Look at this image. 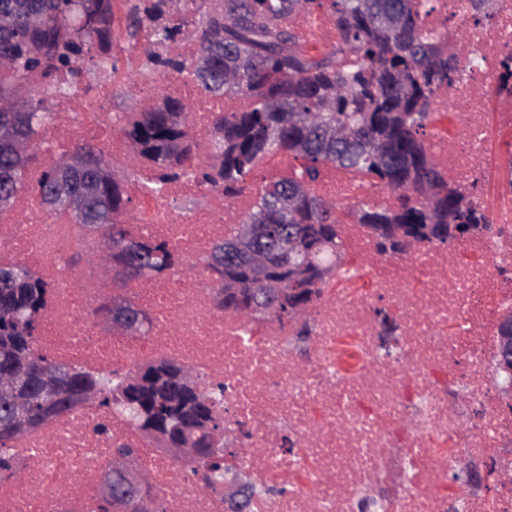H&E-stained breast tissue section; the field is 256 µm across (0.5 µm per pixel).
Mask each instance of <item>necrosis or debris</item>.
Wrapping results in <instances>:
<instances>
[{
    "mask_svg": "<svg viewBox=\"0 0 512 512\" xmlns=\"http://www.w3.org/2000/svg\"><path fill=\"white\" fill-rule=\"evenodd\" d=\"M427 27L448 35L466 64L452 85L437 89L448 126L429 151L451 183L486 201L497 193L482 160L512 158V85L500 62L512 57V0H493L489 19L471 0H432ZM112 82L90 91V106L55 105L63 118L44 140L61 155L91 140L112 156L130 146L118 117L107 112ZM178 179L157 196L133 181L131 234L167 242L198 271L113 287L95 269L75 273L70 257L96 252L101 239L81 225L51 217L38 197L23 194L0 212V264L18 263L46 286L38 350L57 361L130 373L169 359L200 380L224 385L225 435L236 436L237 466L272 485L251 512H448L449 474L467 461L500 455L512 469V417L500 409L493 375L497 322L512 314V234L473 235L444 248L419 245L406 255L378 253L373 236L343 227V248L369 267V284L326 288L309 317L307 354L293 331L270 320L244 323L219 309L216 282L202 262L230 236L252 205L250 194L226 201L209 192L188 213L177 199L200 192ZM332 201L392 205L395 196L355 171L327 167L317 184ZM130 300L145 311V335L114 330L103 302ZM399 322L391 354H382L377 303ZM293 450H285V435ZM135 448V465L151 480L156 512H224V496L201 498L188 467L123 417L90 402L17 437L21 481L0 482V512H97L105 463L119 445Z\"/></svg>",
    "mask_w": 512,
    "mask_h": 512,
    "instance_id": "1",
    "label": "necrosis or debris"
}]
</instances>
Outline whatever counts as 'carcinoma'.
I'll return each instance as SVG.
<instances>
[{
	"label": "carcinoma",
	"mask_w": 512,
	"mask_h": 512,
	"mask_svg": "<svg viewBox=\"0 0 512 512\" xmlns=\"http://www.w3.org/2000/svg\"><path fill=\"white\" fill-rule=\"evenodd\" d=\"M328 2L327 19L337 42L317 52L292 27V19ZM170 0L135 5L124 15V30L134 39L149 32L143 54L159 82L186 73L211 97L231 101L245 97L243 110L224 109L213 118L210 154L200 156L188 132L187 106L166 97L162 103L123 123L133 161L152 165L146 188L161 194L167 183L190 176L206 188L232 200L252 192L254 172L269 156L286 154L297 172L263 186L255 206L241 220L253 228V249L265 260V278L253 276L251 250L241 246L239 233L218 243L206 260L220 280L219 302L224 312L246 321L275 319L309 335L307 319H296L289 290L302 288L311 308L325 279L338 275L341 226L353 222L374 235L381 254L404 255L413 246H445L481 229L498 237L504 225L493 224L489 212L447 176L427 148L426 130L437 120L431 111L435 88L454 83L460 71L447 36L427 28L421 18L422 0H220L219 7L189 21L166 15ZM11 8L15 19L0 25V53L12 64L0 79V101L17 87L27 96L11 112L0 111V131L7 130L27 145L18 154L12 140L0 138V190L19 195L21 171L32 159L39 131L56 120L33 100L28 75L41 72L48 91L69 97L84 76L83 59L94 45L121 43L112 29L113 0H0V13ZM194 25L190 37L199 55L210 59L200 71L196 61L165 58L154 50ZM83 152L91 163L104 161L96 146L79 140L42 171L34 187L46 210L64 214L90 234H100L112 247L110 260L119 287L125 279L153 278L173 268L179 258L165 242L130 237L127 217L131 199L128 177L99 184L97 197L85 210L70 209L72 186L93 174L64 168L69 153ZM333 165L369 174L382 188L397 194L392 208L367 202L343 206L319 196L315 185L325 167ZM290 235L296 251L277 247ZM0 279V481H18L11 443L13 401H26L30 430L50 416L43 411L40 372L56 369L67 381L54 415L94 399L124 414L141 432L167 441L170 448H195L192 471L204 472L209 485L222 479L224 458L208 453L212 440L224 433L217 409L224 386L185 379L187 370L169 360L152 361L133 375L103 374L80 366H63L42 355L36 345L45 308V285L20 266L7 268ZM283 296L263 316L242 314L251 301L271 286ZM153 496L132 499L118 490L116 503L126 512H149Z\"/></svg>",
	"instance_id": "obj_1"
}]
</instances>
